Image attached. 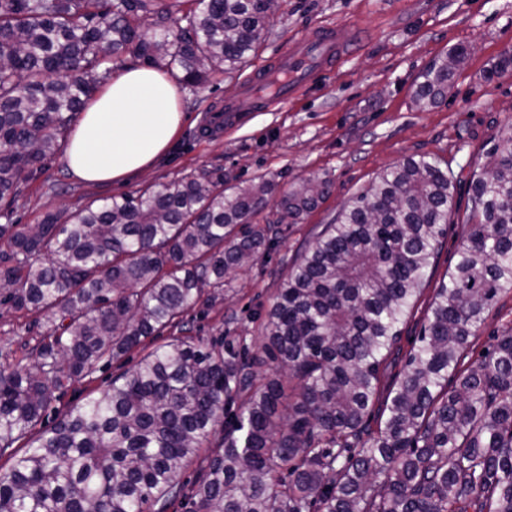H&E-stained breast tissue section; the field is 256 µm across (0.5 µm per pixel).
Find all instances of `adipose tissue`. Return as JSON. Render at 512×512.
Returning a JSON list of instances; mask_svg holds the SVG:
<instances>
[{"instance_id": "ef3b65f1", "label": "adipose tissue", "mask_w": 512, "mask_h": 512, "mask_svg": "<svg viewBox=\"0 0 512 512\" xmlns=\"http://www.w3.org/2000/svg\"><path fill=\"white\" fill-rule=\"evenodd\" d=\"M181 123L174 80L159 69L125 67L86 103L67 141V166L86 182L120 180L159 158Z\"/></svg>"}]
</instances>
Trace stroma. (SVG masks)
Wrapping results in <instances>:
<instances>
[{
    "mask_svg": "<svg viewBox=\"0 0 512 512\" xmlns=\"http://www.w3.org/2000/svg\"><path fill=\"white\" fill-rule=\"evenodd\" d=\"M324 23L355 28L356 41L332 72L284 108L256 113L233 130L209 134L203 130L207 110L233 98L248 70L217 77L201 89L180 87L181 127L145 171L113 183H87L69 172L59 153L11 206L0 203V213L9 208L15 223L36 224L46 214L134 195L198 169L223 172L229 183L243 186L261 175L284 189L308 179L328 182L329 192L315 210L285 226L279 243L227 279L222 302L196 306L184 317L197 338L231 334L255 339L263 333L272 295L304 244L382 171L416 154L435 157L454 175L456 206L403 326L400 346L410 350L436 288L457 260L471 208L472 175L512 129V71L490 74L502 54L512 53V0H280L253 65L273 59L288 40ZM461 46L468 55L445 98L432 106L417 105L414 94L423 71ZM509 329L512 291L500 295L472 337L470 356H478L492 336ZM49 330L43 315L0 306V367L33 363L35 347ZM141 356V350H134L71 386L47 422L107 390Z\"/></svg>",
    "mask_w": 512,
    "mask_h": 512,
    "instance_id": "obj_1",
    "label": "stroma"
}]
</instances>
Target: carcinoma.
Returning <instances> with one entry per match:
<instances>
[{
	"label": "carcinoma",
	"instance_id": "1",
	"mask_svg": "<svg viewBox=\"0 0 512 512\" xmlns=\"http://www.w3.org/2000/svg\"><path fill=\"white\" fill-rule=\"evenodd\" d=\"M0 0V202L55 155L128 50L199 88L256 55L264 0ZM467 49L422 74L445 97ZM457 262L369 424L401 325L447 232L453 177L415 155L323 225L272 297L256 343L176 337L183 315L279 242L253 224L313 211L327 185L224 186L191 171L39 224H0V306L51 324L29 367L0 369V512H512V329L472 361L470 338L512 290V146L471 180ZM152 347L104 393L44 423L102 363ZM454 385L448 386V380ZM26 442L18 455L17 444ZM206 461L189 485L187 466Z\"/></svg>",
	"mask_w": 512,
	"mask_h": 512
}]
</instances>
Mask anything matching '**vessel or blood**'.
<instances>
[{"mask_svg":"<svg viewBox=\"0 0 512 512\" xmlns=\"http://www.w3.org/2000/svg\"><path fill=\"white\" fill-rule=\"evenodd\" d=\"M352 37V29L320 25L290 39L274 64L260 65L233 99L211 108L212 127H231L241 117L271 110L303 95L321 74L333 69Z\"/></svg>","mask_w":512,"mask_h":512,"instance_id":"1","label":"vessel or blood"}]
</instances>
